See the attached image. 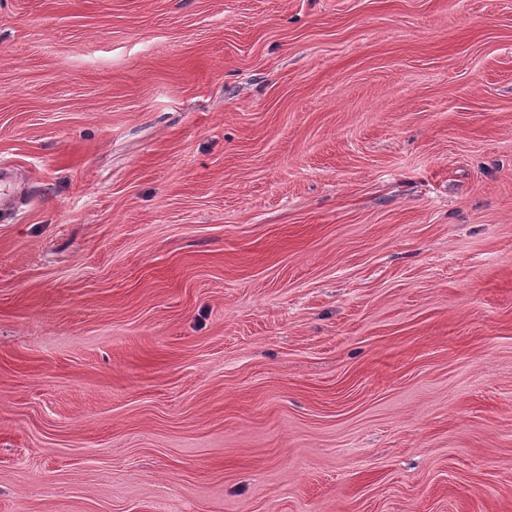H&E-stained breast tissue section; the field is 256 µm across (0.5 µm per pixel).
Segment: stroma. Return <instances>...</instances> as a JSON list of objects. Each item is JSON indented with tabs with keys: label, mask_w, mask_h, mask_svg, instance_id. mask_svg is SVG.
<instances>
[{
	"label": "stroma",
	"mask_w": 512,
	"mask_h": 512,
	"mask_svg": "<svg viewBox=\"0 0 512 512\" xmlns=\"http://www.w3.org/2000/svg\"><path fill=\"white\" fill-rule=\"evenodd\" d=\"M0 512H512V0H0Z\"/></svg>",
	"instance_id": "35a3bbf8"
}]
</instances>
